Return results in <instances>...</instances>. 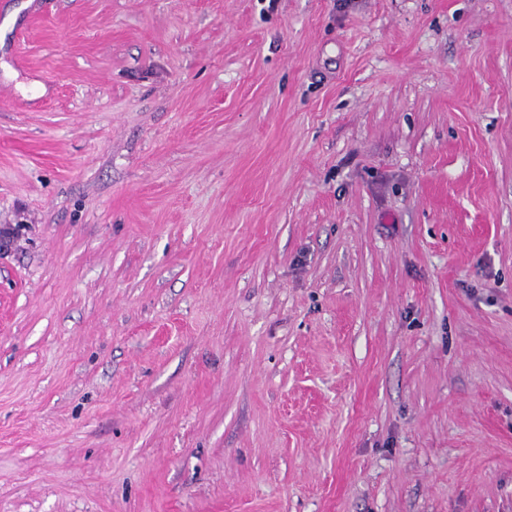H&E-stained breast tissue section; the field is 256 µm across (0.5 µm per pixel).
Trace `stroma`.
<instances>
[{"label":"stroma","instance_id":"stroma-1","mask_svg":"<svg viewBox=\"0 0 512 512\" xmlns=\"http://www.w3.org/2000/svg\"><path fill=\"white\" fill-rule=\"evenodd\" d=\"M0 512H512V0H0Z\"/></svg>","mask_w":512,"mask_h":512}]
</instances>
